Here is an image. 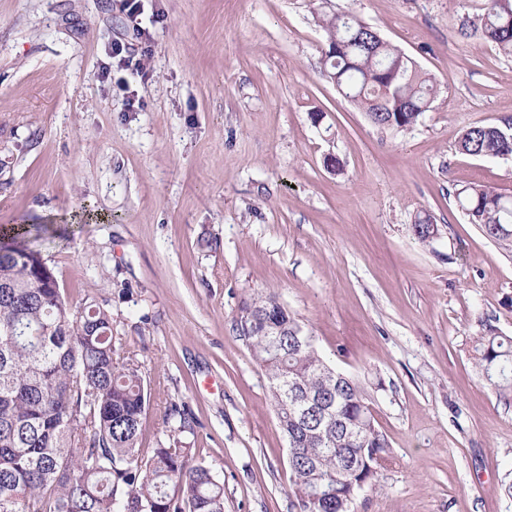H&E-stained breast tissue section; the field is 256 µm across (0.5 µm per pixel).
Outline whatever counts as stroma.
Returning <instances> with one entry per match:
<instances>
[{
	"mask_svg": "<svg viewBox=\"0 0 512 512\" xmlns=\"http://www.w3.org/2000/svg\"><path fill=\"white\" fill-rule=\"evenodd\" d=\"M479 6L144 0V42L116 0H0V225H49L34 246L69 303L108 302L151 385L143 447L185 409L224 512H290L287 442L235 328L269 292L366 387L389 442L352 512H512V400L473 359L483 324L512 336V257L456 199L512 196V159L457 146L512 123V58L458 33ZM341 12L433 78L412 128L373 125L323 76L318 18ZM411 231L414 238L424 245L432 243L436 236L440 235L439 224H433L432 218L426 214L417 218L415 224L411 226Z\"/></svg>",
	"mask_w": 512,
	"mask_h": 512,
	"instance_id": "obj_1",
	"label": "stroma"
}]
</instances>
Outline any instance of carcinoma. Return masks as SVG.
<instances>
[{"label":"carcinoma","mask_w":512,"mask_h":512,"mask_svg":"<svg viewBox=\"0 0 512 512\" xmlns=\"http://www.w3.org/2000/svg\"><path fill=\"white\" fill-rule=\"evenodd\" d=\"M325 77L369 120L413 127L435 95L431 77L363 20L323 15ZM468 36L512 58V0H482ZM459 149L512 158V125L463 130ZM471 223L512 254V198L482 185L458 190ZM42 224L0 227V512H224V484L179 434L189 425L173 405L168 443L142 448L151 388L136 354L112 335V309L73 308L31 239ZM421 244L440 235L428 215L411 225ZM237 330L269 381L288 444L291 512H351L377 486L389 445L363 385L319 354L273 295L242 307ZM474 360L486 384L512 394V336L488 328Z\"/></svg>","instance_id":"1"}]
</instances>
